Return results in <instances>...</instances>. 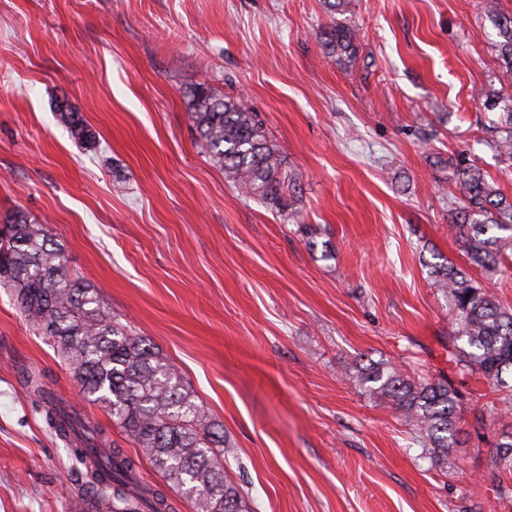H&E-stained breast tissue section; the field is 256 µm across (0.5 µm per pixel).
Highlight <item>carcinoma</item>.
I'll list each match as a JSON object with an SVG mask.
<instances>
[{
    "mask_svg": "<svg viewBox=\"0 0 512 512\" xmlns=\"http://www.w3.org/2000/svg\"><path fill=\"white\" fill-rule=\"evenodd\" d=\"M486 14L497 29L499 64L512 73V14L498 0H487ZM357 31L333 25L323 46L339 62L356 58ZM497 120L488 127L491 147L512 160V98L489 92ZM197 139L213 162L242 192L266 206L288 207L283 163L259 115L241 99L216 94L204 83L187 91ZM58 121L81 143H94V131L69 104L56 108ZM448 229L471 263L488 278L501 271L512 252V198L475 161L448 159ZM8 240L0 243V281L14 288L29 323L48 336L70 363L77 382L141 449L162 478L191 501L193 512H253L224 467V432L186 390L183 378L104 307L97 290L69 273L62 244L26 212L4 216ZM427 263L429 277L455 314L448 339V362L460 384L488 383L512 402V307L501 304L488 286L439 254ZM358 384L375 399H387L413 427L437 465L448 463L455 447V415L460 391L447 379L414 378L383 362L357 370ZM33 392L45 403L54 429L85 468L77 492L82 512H176L160 488L138 487V462L119 444L110 448L106 429L87 425L56 406L39 381ZM489 479L502 498H512L503 474L512 473V430L499 435Z\"/></svg>",
    "mask_w": 512,
    "mask_h": 512,
    "instance_id": "cac0c4a2",
    "label": "carcinoma"
}]
</instances>
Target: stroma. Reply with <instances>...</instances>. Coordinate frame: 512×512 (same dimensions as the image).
<instances>
[{
  "label": "stroma",
  "instance_id": "1",
  "mask_svg": "<svg viewBox=\"0 0 512 512\" xmlns=\"http://www.w3.org/2000/svg\"><path fill=\"white\" fill-rule=\"evenodd\" d=\"M334 24L357 30L353 62L324 50ZM496 41L483 0H0V217L45 225L71 275L175 365L257 512H512L488 478L512 426L500 392L465 386L438 468L355 380L372 362L450 373L453 320L424 262L466 257L432 162L466 154L512 196L483 141L484 93L512 95ZM197 82L259 114L301 221L211 161ZM62 100L95 147L59 124ZM31 374L134 452L0 284V512H75L83 468Z\"/></svg>",
  "mask_w": 512,
  "mask_h": 512
}]
</instances>
